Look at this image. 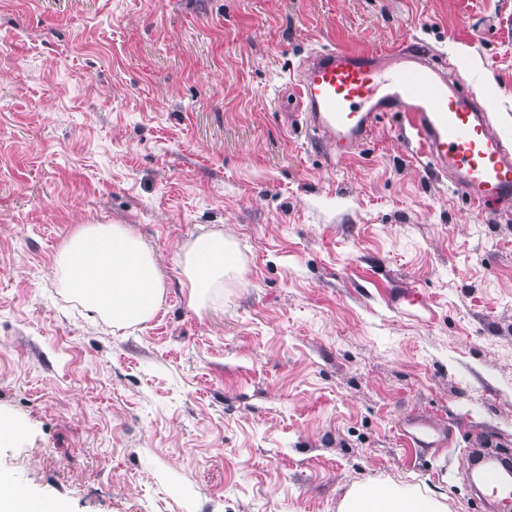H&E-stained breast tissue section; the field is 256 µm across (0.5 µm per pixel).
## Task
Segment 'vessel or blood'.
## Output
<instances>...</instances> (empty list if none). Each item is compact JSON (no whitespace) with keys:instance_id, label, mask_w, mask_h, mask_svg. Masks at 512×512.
I'll list each match as a JSON object with an SVG mask.
<instances>
[{"instance_id":"obj_1","label":"vessel or blood","mask_w":512,"mask_h":512,"mask_svg":"<svg viewBox=\"0 0 512 512\" xmlns=\"http://www.w3.org/2000/svg\"><path fill=\"white\" fill-rule=\"evenodd\" d=\"M297 115L333 158L352 156L386 116L404 114L429 164L477 206L512 207V143L493 127L479 95L446 56L405 39L385 50H313L290 78ZM407 447L441 448L433 421L414 416Z\"/></svg>"}]
</instances>
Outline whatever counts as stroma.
Masks as SVG:
<instances>
[{
    "label": "stroma",
    "instance_id": "stroma-1",
    "mask_svg": "<svg viewBox=\"0 0 512 512\" xmlns=\"http://www.w3.org/2000/svg\"><path fill=\"white\" fill-rule=\"evenodd\" d=\"M412 38L512 139V0H0V479L60 512H338L367 483L497 512L467 458L512 449V208L396 118L328 160L289 95L314 49ZM83 224L153 253L150 321L72 296ZM206 230L238 263L198 311L178 249ZM415 414L447 447L403 446Z\"/></svg>",
    "mask_w": 512,
    "mask_h": 512
}]
</instances>
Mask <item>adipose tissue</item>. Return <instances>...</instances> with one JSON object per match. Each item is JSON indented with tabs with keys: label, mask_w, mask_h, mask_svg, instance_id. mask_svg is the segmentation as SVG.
Instances as JSON below:
<instances>
[{
	"label": "adipose tissue",
	"mask_w": 512,
	"mask_h": 512,
	"mask_svg": "<svg viewBox=\"0 0 512 512\" xmlns=\"http://www.w3.org/2000/svg\"><path fill=\"white\" fill-rule=\"evenodd\" d=\"M231 249L220 231L182 246L179 264L192 308L204 307L211 292L223 289L233 268ZM56 266L70 292L119 329L146 323L164 299L153 254L122 224L82 225L61 248ZM341 512H447V506L436 496L398 486H357L344 496Z\"/></svg>",
	"instance_id": "1"
}]
</instances>
